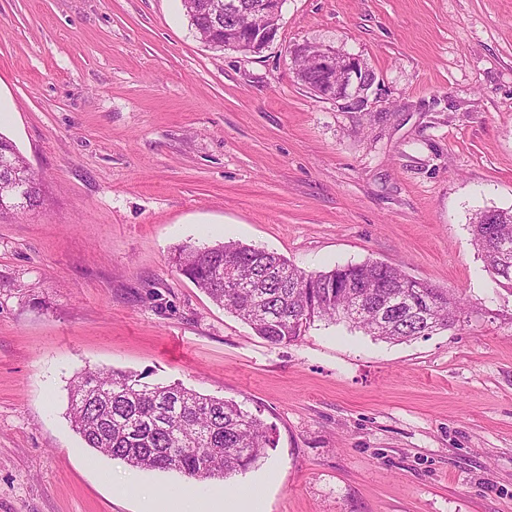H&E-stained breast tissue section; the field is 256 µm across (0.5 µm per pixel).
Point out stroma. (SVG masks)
<instances>
[{
    "instance_id": "obj_1",
    "label": "stroma",
    "mask_w": 512,
    "mask_h": 512,
    "mask_svg": "<svg viewBox=\"0 0 512 512\" xmlns=\"http://www.w3.org/2000/svg\"><path fill=\"white\" fill-rule=\"evenodd\" d=\"M359 59L328 101L294 49ZM363 107H356V100ZM0 133L41 207L0 217V512H148L182 491L256 512H512V289L472 242L512 208V0H284L256 55L181 0H0ZM239 241L308 271L368 259L458 290L403 343L314 322L273 346L173 262ZM235 401L275 445L230 480L86 448L77 373Z\"/></svg>"
}]
</instances>
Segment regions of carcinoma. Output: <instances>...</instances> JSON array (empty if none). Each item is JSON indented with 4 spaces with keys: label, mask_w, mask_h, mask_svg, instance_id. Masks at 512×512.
I'll use <instances>...</instances> for the list:
<instances>
[{
    "label": "carcinoma",
    "mask_w": 512,
    "mask_h": 512,
    "mask_svg": "<svg viewBox=\"0 0 512 512\" xmlns=\"http://www.w3.org/2000/svg\"><path fill=\"white\" fill-rule=\"evenodd\" d=\"M211 0H182L203 43L224 49V16L205 25L198 17ZM27 161L0 134V209L31 210L40 193L24 190ZM474 244L494 282L512 288V209L488 208L471 224ZM178 271L216 304L272 345L297 341L317 320L345 322L390 342L427 336L459 322L462 298L446 288L414 282L400 268L368 260L307 272L263 248L228 241L187 245ZM248 281L226 288L224 280ZM69 418L87 447L131 468L171 470L194 480L244 473L275 446L272 428L233 400L201 395L180 383L148 384L115 369L85 370L73 380Z\"/></svg>",
    "instance_id": "cac0c4a2"
}]
</instances>
